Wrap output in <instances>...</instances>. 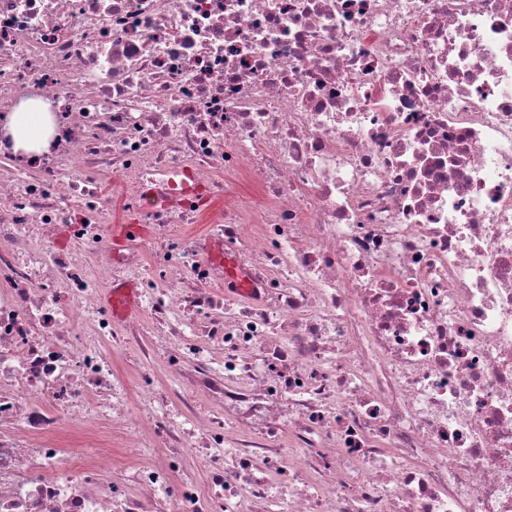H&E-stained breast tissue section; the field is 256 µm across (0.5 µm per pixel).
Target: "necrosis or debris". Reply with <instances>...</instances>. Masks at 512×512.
Returning a JSON list of instances; mask_svg holds the SVG:
<instances>
[{
  "instance_id": "necrosis-or-debris-1",
  "label": "necrosis or debris",
  "mask_w": 512,
  "mask_h": 512,
  "mask_svg": "<svg viewBox=\"0 0 512 512\" xmlns=\"http://www.w3.org/2000/svg\"><path fill=\"white\" fill-rule=\"evenodd\" d=\"M0 512H512V0H0ZM10 131L15 150L29 152L45 147L49 136L47 113L41 112L37 103L21 104L13 113ZM111 304L114 313L118 317L131 312L136 305L134 288H128L126 285L115 288L112 292Z\"/></svg>"
}]
</instances>
